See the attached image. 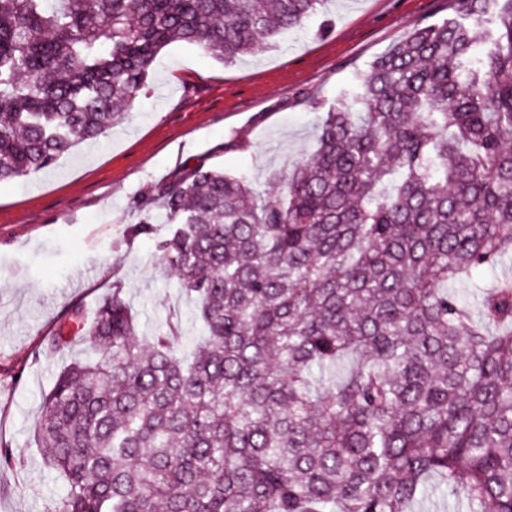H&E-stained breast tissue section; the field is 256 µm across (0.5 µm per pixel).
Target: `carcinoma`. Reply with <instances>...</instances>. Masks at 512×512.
<instances>
[{"instance_id": "cac0c4a2", "label": "carcinoma", "mask_w": 512, "mask_h": 512, "mask_svg": "<svg viewBox=\"0 0 512 512\" xmlns=\"http://www.w3.org/2000/svg\"><path fill=\"white\" fill-rule=\"evenodd\" d=\"M325 0H0V183L105 135L172 42L223 64ZM322 113L314 153L257 193L198 161L140 205L205 336L147 334L124 289L79 340L37 442L55 512H413L430 482L512 512V0H448Z\"/></svg>"}]
</instances>
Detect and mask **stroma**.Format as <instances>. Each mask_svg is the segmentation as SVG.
Listing matches in <instances>:
<instances>
[{
  "label": "stroma",
  "mask_w": 512,
  "mask_h": 512,
  "mask_svg": "<svg viewBox=\"0 0 512 512\" xmlns=\"http://www.w3.org/2000/svg\"><path fill=\"white\" fill-rule=\"evenodd\" d=\"M447 15V0H328L307 30L229 66L171 44L134 109L105 136L50 173L0 183V445L16 459L0 466V512H53L67 493L43 462L34 426L63 366L42 348L71 306L93 318L118 282L145 331L166 332L175 314L187 341L204 334L156 249L163 213L154 211L151 233L128 235L141 219L137 201L200 160L270 189L271 173L314 152V103L350 93L375 57Z\"/></svg>",
  "instance_id": "35a3bbf8"
}]
</instances>
